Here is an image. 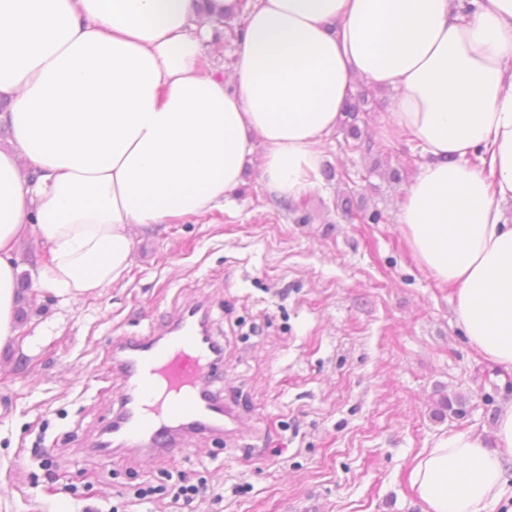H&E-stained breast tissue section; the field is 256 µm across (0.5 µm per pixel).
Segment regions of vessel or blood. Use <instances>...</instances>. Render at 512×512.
I'll return each mask as SVG.
<instances>
[{
	"label": "vessel or blood",
	"mask_w": 512,
	"mask_h": 512,
	"mask_svg": "<svg viewBox=\"0 0 512 512\" xmlns=\"http://www.w3.org/2000/svg\"><path fill=\"white\" fill-rule=\"evenodd\" d=\"M200 315L199 306H190L160 335L118 341L112 359L121 381L114 447L164 453L178 439L238 423L232 406L209 388L210 380L223 374L224 359Z\"/></svg>",
	"instance_id": "vessel-or-blood-1"
}]
</instances>
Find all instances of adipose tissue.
I'll return each instance as SVG.
<instances>
[{
    "label": "adipose tissue",
    "instance_id": "adipose-tissue-1",
    "mask_svg": "<svg viewBox=\"0 0 512 512\" xmlns=\"http://www.w3.org/2000/svg\"><path fill=\"white\" fill-rule=\"evenodd\" d=\"M237 0H0V351L19 333V253L35 286L100 294L136 229L223 207L257 165L277 197L320 185L354 80L395 92L385 133L426 156L397 213L407 246L456 290L469 342L512 369V0H255L230 78L202 71L200 17ZM481 152L482 167L466 158ZM512 403L492 434L451 432L413 461L424 512L512 498Z\"/></svg>",
    "mask_w": 512,
    "mask_h": 512
}]
</instances>
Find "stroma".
I'll return each mask as SVG.
<instances>
[{
	"instance_id": "35a3bbf8",
	"label": "stroma",
	"mask_w": 512,
	"mask_h": 512,
	"mask_svg": "<svg viewBox=\"0 0 512 512\" xmlns=\"http://www.w3.org/2000/svg\"><path fill=\"white\" fill-rule=\"evenodd\" d=\"M369 95L384 107L362 138L384 150L346 149L335 130L320 190L286 201L246 169L223 208L137 234L125 279L100 295L26 291L27 327L0 353V512H422L413 458L443 433L491 432L512 370L468 343L454 289L409 251L397 212L423 153L383 133L392 90ZM350 192L364 208L346 215ZM374 210L380 223L363 217ZM194 301L247 439L203 435L153 457L101 447L116 341ZM438 388L469 394L470 414L434 419ZM182 476L207 489L189 506L172 502Z\"/></svg>"
}]
</instances>
